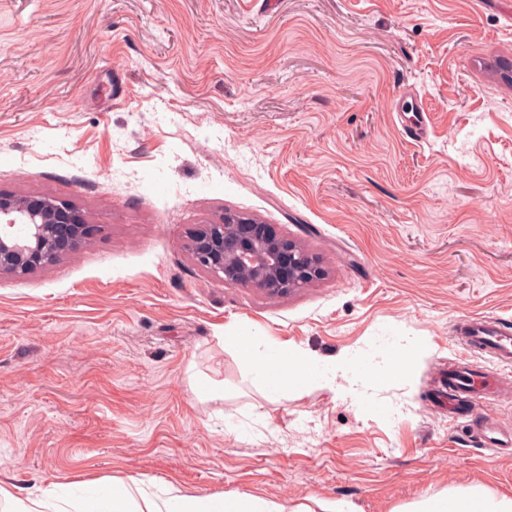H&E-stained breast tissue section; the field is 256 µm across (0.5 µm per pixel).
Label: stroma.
<instances>
[{
	"label": "stroma",
	"instance_id": "1",
	"mask_svg": "<svg viewBox=\"0 0 512 512\" xmlns=\"http://www.w3.org/2000/svg\"><path fill=\"white\" fill-rule=\"evenodd\" d=\"M495 56L512 59V0H0V192L69 201L98 229L0 277V480L134 476L353 512L511 496L512 452L449 417L446 383L454 363L491 374L477 415L512 436V364L452 333L465 314L512 322ZM227 212L324 276L270 299L200 270L186 236ZM234 328L355 357L357 399L266 400L219 342ZM191 365L234 396L196 401Z\"/></svg>",
	"mask_w": 512,
	"mask_h": 512
}]
</instances>
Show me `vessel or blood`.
I'll list each match as a JSON object with an SVG mask.
<instances>
[{"label":"vessel or blood","instance_id":"obj_1","mask_svg":"<svg viewBox=\"0 0 512 512\" xmlns=\"http://www.w3.org/2000/svg\"><path fill=\"white\" fill-rule=\"evenodd\" d=\"M453 335L468 351L490 356L497 362L512 363V327L483 315H463L455 319ZM495 379L452 370L448 373V411L459 413V400L479 401L495 394Z\"/></svg>","mask_w":512,"mask_h":512}]
</instances>
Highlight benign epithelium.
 Instances as JSON below:
<instances>
[{"label":"benign epithelium","mask_w":512,"mask_h":512,"mask_svg":"<svg viewBox=\"0 0 512 512\" xmlns=\"http://www.w3.org/2000/svg\"><path fill=\"white\" fill-rule=\"evenodd\" d=\"M95 225L73 204L49 196L0 192V275H26L86 245ZM186 249L196 265L226 285L284 296L320 279L317 257L270 224L224 214L193 229Z\"/></svg>","instance_id":"benign-epithelium-1"}]
</instances>
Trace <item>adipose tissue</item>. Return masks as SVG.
Listing matches in <instances>:
<instances>
[{"instance_id": "1", "label": "adipose tissue", "mask_w": 512, "mask_h": 512, "mask_svg": "<svg viewBox=\"0 0 512 512\" xmlns=\"http://www.w3.org/2000/svg\"><path fill=\"white\" fill-rule=\"evenodd\" d=\"M224 343L245 366L251 384L270 401L287 399L301 386L335 388L338 375L356 366L344 357L331 362L298 357L287 346L250 330L225 334ZM0 503L12 507L13 512H312L304 504L291 511L259 496H199L132 476L94 483L81 497L64 495L60 484L54 482L24 495L16 485L0 482ZM405 512H512V498L457 489L423 498Z\"/></svg>"}]
</instances>
